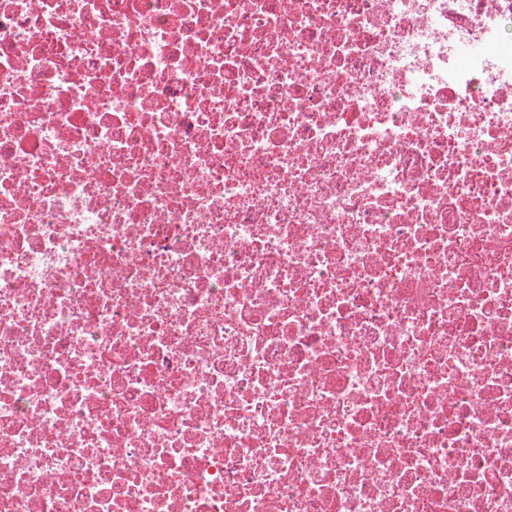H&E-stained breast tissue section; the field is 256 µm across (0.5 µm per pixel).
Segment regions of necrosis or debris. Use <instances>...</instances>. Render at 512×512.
<instances>
[{
  "label": "necrosis or debris",
  "mask_w": 512,
  "mask_h": 512,
  "mask_svg": "<svg viewBox=\"0 0 512 512\" xmlns=\"http://www.w3.org/2000/svg\"><path fill=\"white\" fill-rule=\"evenodd\" d=\"M509 23L0 0V512H512Z\"/></svg>",
  "instance_id": "1"
}]
</instances>
